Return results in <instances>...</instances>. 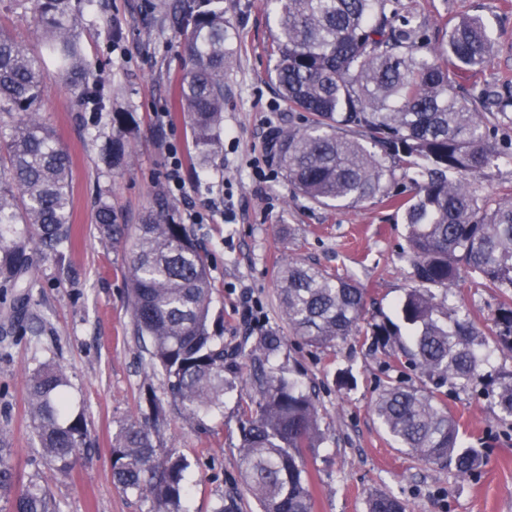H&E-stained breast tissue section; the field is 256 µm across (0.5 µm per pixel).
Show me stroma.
Instances as JSON below:
<instances>
[{
  "instance_id": "35a3bbf8",
  "label": "stroma",
  "mask_w": 512,
  "mask_h": 512,
  "mask_svg": "<svg viewBox=\"0 0 512 512\" xmlns=\"http://www.w3.org/2000/svg\"><path fill=\"white\" fill-rule=\"evenodd\" d=\"M171 2L81 0L75 30L107 92L104 111L77 104L56 79L44 87L41 117L72 158L74 205L62 257L34 255V305L24 331L11 330L9 303L0 299V438L12 450L20 482L47 485L61 512H150L151 502L113 484L111 449L120 427L148 412V394H162V375L142 359L131 321L133 239H103L94 216L107 202L118 223L131 228L163 198L207 264L225 341L281 332L287 341L277 364L293 368L316 397L325 442L306 462L313 512H366L368 496L378 491L401 499L407 512H512V425L498 420L490 398L472 392L448 398L463 444L483 449L488 459L477 478L462 479L448 466L396 448L378 425L371 406L388 375L383 352L352 337L328 348L291 337L275 278L280 262L299 256L331 272H348L367 288L370 315L392 318L412 286L400 255L405 226L375 200L349 208L316 204L275 164L268 178L256 179L254 167L267 154L271 132L306 123L303 114L289 111L271 79L275 22L265 0H224L235 56L224 78L222 152L213 165L199 167L190 127L175 107L183 60L181 38L168 18ZM401 3L433 34L452 17L481 16L496 45L477 80L512 84V0ZM0 29L27 48L40 46L30 12L15 0H0ZM116 112L133 116L125 134L129 156L120 168L107 166L102 154L116 132ZM160 112L170 113L171 124L157 121ZM172 146L184 161L181 193L169 191L164 178ZM194 212L202 214V223H190ZM45 363L65 368L90 432L89 452L66 476L40 460L30 424L29 376ZM342 369L351 370L354 387L337 385ZM251 399V391L238 386L225 395L222 413L201 427L164 402L158 444L191 464L186 512H213L228 494L236 496L238 512H258L239 478L238 428Z\"/></svg>"
}]
</instances>
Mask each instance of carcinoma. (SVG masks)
Here are the masks:
<instances>
[{"mask_svg":"<svg viewBox=\"0 0 512 512\" xmlns=\"http://www.w3.org/2000/svg\"><path fill=\"white\" fill-rule=\"evenodd\" d=\"M32 10L44 52L25 50L0 33V128L10 130L0 154V288L12 309H27L34 243L56 252L70 235V154L41 122L44 83L55 72L77 98L101 109L105 88L93 77L75 33L73 0H15ZM276 13L274 81L288 109L309 124L272 133L270 150L288 182L314 203L359 206L377 199L406 224L402 258L415 287L387 318L361 327L366 292L350 276L297 257L277 271L279 300L291 331L305 343L334 347L363 334L386 348L399 375L381 385L372 411L402 448L446 464L460 477L479 474L486 456L467 448L448 412V392L487 390L501 421L512 422V370L492 365L512 353V188L481 196L471 179L512 156L486 112L512 106V88L460 79L479 73L494 52L482 17L452 19L430 47L426 24L401 14L399 0H268ZM173 23L183 35L185 64L177 106L189 121L195 155L218 153L224 124V74L232 63L224 0H176ZM126 146L108 140L104 156L120 166ZM100 234L119 240L112 205L102 203ZM469 281L500 294L490 332L469 310L451 303ZM134 333L151 366L161 370L167 397L186 418L224 407L249 362L254 409L239 426L240 476L260 512H312L306 458L324 443L319 406L293 374L271 361L284 345L275 331L224 344L213 314L207 265L184 225L160 200L136 225L129 292ZM410 333L402 337V326ZM430 386L407 384L408 372ZM69 378L59 364L36 369L28 407L41 457L67 475L89 447L84 409H74ZM149 420L120 428L112 441V482L152 502L153 512H185L190 463L173 453L158 458ZM5 512H61L49 487L18 483L11 449L0 442V500ZM367 512H406L393 495L374 493Z\"/></svg>","mask_w":512,"mask_h":512,"instance_id":"1","label":"carcinoma"}]
</instances>
